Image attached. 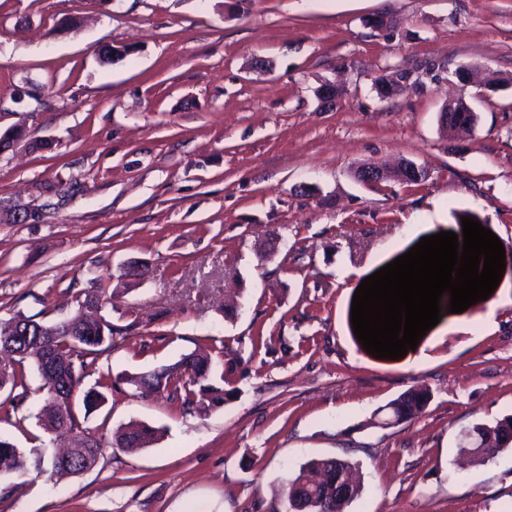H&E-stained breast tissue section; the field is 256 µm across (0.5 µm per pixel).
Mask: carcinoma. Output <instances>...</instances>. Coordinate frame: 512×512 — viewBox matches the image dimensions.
Masks as SVG:
<instances>
[{
    "mask_svg": "<svg viewBox=\"0 0 512 512\" xmlns=\"http://www.w3.org/2000/svg\"><path fill=\"white\" fill-rule=\"evenodd\" d=\"M108 302L107 288L98 277L90 279V286L74 297L73 318L82 325L83 335L89 337L80 347L77 337L61 334L40 348L30 351V357L39 374L48 395L47 404L37 419L46 430L57 434H68L69 439L82 437L75 431L77 419L69 412L67 425L56 426L57 387L66 389L65 396L74 390L81 391L78 406L89 415L105 406L106 389L111 387L105 376L87 389H81L82 380L93 362L88 357L104 352L112 347L117 328L106 317L93 321L87 320L90 307ZM24 358L10 355L0 345V390L7 385L23 382L24 374L18 370ZM127 382L139 389L140 394L150 395L165 389L181 401L188 410L212 408L224 405L226 392L224 387L214 383L213 362L209 354L199 350L181 355L175 363L167 366L163 380L148 384L137 381L132 376ZM431 398L428 388L420 386L410 389L387 405L389 417L383 421L370 420L369 425L387 428L395 424L410 421L424 410ZM469 436H460L463 448L469 451L476 465H485L494 461L505 450L512 447V415L505 416L490 424L477 423L465 429ZM156 430L145 425L129 423L113 433L112 444L119 448H144L151 444ZM6 461L11 469L21 475L30 469H40L44 459L40 455L31 456L7 439L0 438V462ZM355 465L339 458L310 459L299 465L298 472L289 477L284 488L286 512H346V508L360 496L362 486L353 478Z\"/></svg>",
    "mask_w": 512,
    "mask_h": 512,
    "instance_id": "cac0c4a2",
    "label": "carcinoma"
}]
</instances>
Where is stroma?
Masks as SVG:
<instances>
[{"mask_svg": "<svg viewBox=\"0 0 512 512\" xmlns=\"http://www.w3.org/2000/svg\"><path fill=\"white\" fill-rule=\"evenodd\" d=\"M462 66L508 82L481 89ZM404 71L418 84L380 99L377 78ZM457 99L477 114L460 135L439 122ZM12 126L31 141L0 155V205L37 218L0 223V319L62 318L131 259L149 274L114 298L119 332L84 380L112 379L78 419L97 464L1 471L0 512H283L312 458L359 464L348 512H512L511 451L457 465L460 430L512 415V259L471 322L442 310L402 358L369 354L351 323L360 283L423 237L470 218L512 248V0H0ZM403 158L428 179L355 176ZM198 348L224 363L220 408L127 381ZM41 384L29 366L0 390V437L47 459ZM414 386L431 392L418 418L370 427ZM131 421L156 440L112 447Z\"/></svg>", "mask_w": 512, "mask_h": 512, "instance_id": "stroma-1", "label": "stroma"}]
</instances>
